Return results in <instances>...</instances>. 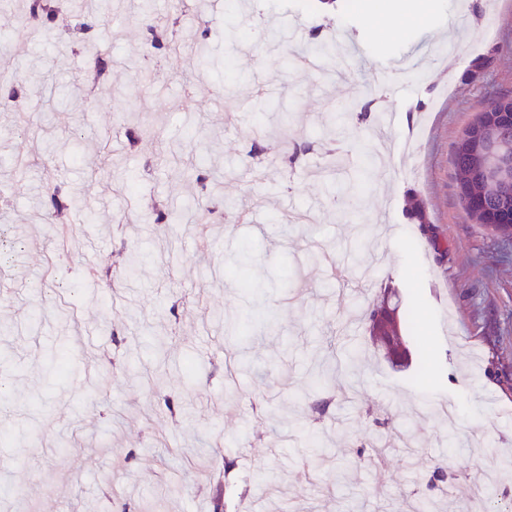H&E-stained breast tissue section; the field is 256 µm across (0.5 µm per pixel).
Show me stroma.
<instances>
[{
  "label": "stroma",
  "instance_id": "1",
  "mask_svg": "<svg viewBox=\"0 0 512 512\" xmlns=\"http://www.w3.org/2000/svg\"><path fill=\"white\" fill-rule=\"evenodd\" d=\"M90 2L104 4L105 20L74 32L54 18L8 63L35 133H16L0 111V186L14 188L0 197V244L25 242L0 270V375L12 397L0 406V485L10 487L0 512H213L219 489L228 512H394L402 496L466 512L463 490L483 485L486 468L469 436L485 435L488 455L512 463L501 453L512 446V237L468 217L452 160L477 114L512 93V0H433L428 21L397 34L368 22L389 0H210L203 11L153 0L147 16L135 0ZM171 17L181 50L148 51V24ZM453 17L463 20L454 33ZM449 39L459 49L452 80L420 72L395 91L377 81L375 55H429ZM300 41L336 47L317 77L283 65ZM97 55L111 69L93 87ZM223 92L236 112L225 113ZM364 107L396 110L398 129L382 138L372 124L334 125ZM130 125L146 135L135 151ZM412 138L402 170L382 164L369 178L363 213L330 194L360 153L394 156ZM43 140L45 162L15 172L10 158ZM193 151L207 158V185L187 161ZM59 184L79 202L66 247L47 237V196ZM413 199L424 223L409 215ZM230 200L248 221L225 222ZM156 202L180 222L154 223ZM130 211L141 222L123 223ZM359 237L367 246L356 255ZM122 245L140 256L135 278L88 277ZM244 247L257 256L254 280L286 274L292 286L268 291L271 326L230 336L224 322L247 299L227 261ZM387 286L399 293L411 355L399 371L366 333ZM64 288L79 324L57 308ZM348 349L361 355L356 377L330 379L327 414L312 413L310 373ZM231 352L252 366L232 392ZM59 360L85 376L54 377ZM444 400L457 407L451 427ZM299 426L320 436L316 466ZM378 434L391 445L381 464ZM224 457L234 465L219 486L203 469ZM441 461L461 493L430 485Z\"/></svg>",
  "mask_w": 512,
  "mask_h": 512
}]
</instances>
